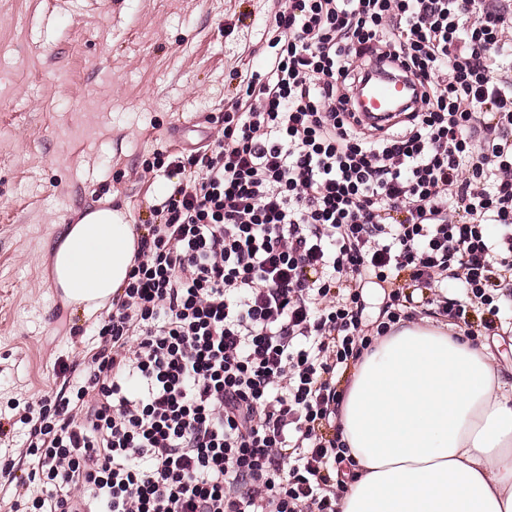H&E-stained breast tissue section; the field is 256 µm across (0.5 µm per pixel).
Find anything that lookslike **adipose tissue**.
I'll use <instances>...</instances> for the list:
<instances>
[{
    "label": "adipose tissue",
    "instance_id": "1",
    "mask_svg": "<svg viewBox=\"0 0 512 512\" xmlns=\"http://www.w3.org/2000/svg\"><path fill=\"white\" fill-rule=\"evenodd\" d=\"M137 235L109 208L66 225L55 284L85 312L124 286ZM498 347L404 327L357 367L342 405L356 463L339 512H512V380Z\"/></svg>",
    "mask_w": 512,
    "mask_h": 512
}]
</instances>
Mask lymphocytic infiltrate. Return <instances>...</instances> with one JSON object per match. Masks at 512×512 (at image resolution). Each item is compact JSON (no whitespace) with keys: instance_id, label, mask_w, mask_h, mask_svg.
<instances>
[{"instance_id":"obj_1","label":"lymphocytic infiltrate","mask_w":512,"mask_h":512,"mask_svg":"<svg viewBox=\"0 0 512 512\" xmlns=\"http://www.w3.org/2000/svg\"><path fill=\"white\" fill-rule=\"evenodd\" d=\"M216 138L171 157L84 370L0 460L11 512H337L343 377L406 323L512 329V5L280 0ZM415 99L353 113L373 63ZM386 289L381 319L363 288ZM28 427L23 425L22 423H17L14 427L13 431V441L10 439V443H7V441L0 442V454L2 455V458H4L5 453L6 457L10 455V459H13V462L15 463V467L22 470L27 471L28 467L31 463V460L29 457H24L20 454V450L23 448V444L26 441L27 438V431Z\"/></svg>"}]
</instances>
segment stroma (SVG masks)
<instances>
[{"mask_svg": "<svg viewBox=\"0 0 512 512\" xmlns=\"http://www.w3.org/2000/svg\"><path fill=\"white\" fill-rule=\"evenodd\" d=\"M278 0H0V409L87 365L98 316L55 292L64 225L87 211L147 220L168 181L144 161L221 128L262 70Z\"/></svg>", "mask_w": 512, "mask_h": 512, "instance_id": "obj_1", "label": "stroma"}]
</instances>
